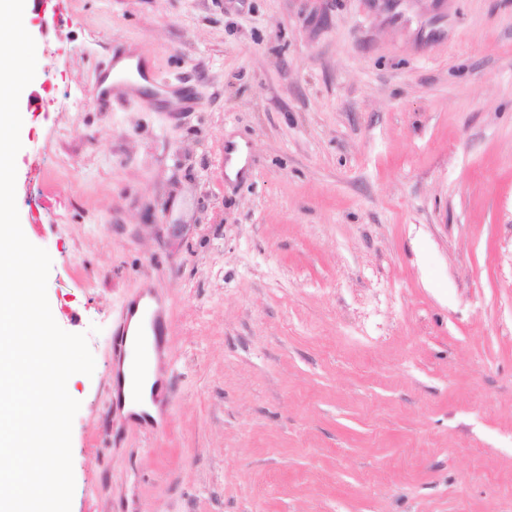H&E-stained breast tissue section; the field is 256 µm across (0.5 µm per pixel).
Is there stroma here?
Wrapping results in <instances>:
<instances>
[{"mask_svg":"<svg viewBox=\"0 0 512 512\" xmlns=\"http://www.w3.org/2000/svg\"><path fill=\"white\" fill-rule=\"evenodd\" d=\"M23 23L20 222L95 357L67 383L71 512H512V0H63ZM131 47L154 85L95 101ZM145 290L171 425L116 445L112 320Z\"/></svg>","mask_w":512,"mask_h":512,"instance_id":"1","label":"stroma"}]
</instances>
